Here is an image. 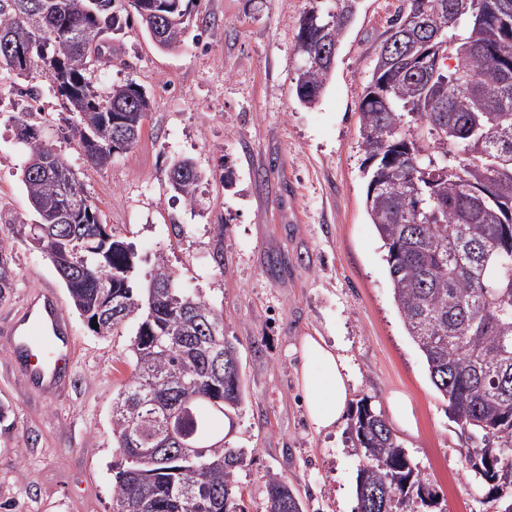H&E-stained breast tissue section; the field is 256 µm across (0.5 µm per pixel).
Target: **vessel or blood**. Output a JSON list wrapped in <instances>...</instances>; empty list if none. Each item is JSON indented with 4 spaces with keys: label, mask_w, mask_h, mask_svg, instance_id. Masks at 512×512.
Masks as SVG:
<instances>
[{
    "label": "vessel or blood",
    "mask_w": 512,
    "mask_h": 512,
    "mask_svg": "<svg viewBox=\"0 0 512 512\" xmlns=\"http://www.w3.org/2000/svg\"><path fill=\"white\" fill-rule=\"evenodd\" d=\"M68 326L66 311L48 285L28 292L0 315V346L27 390L51 396L67 388L75 361Z\"/></svg>",
    "instance_id": "obj_1"
}]
</instances>
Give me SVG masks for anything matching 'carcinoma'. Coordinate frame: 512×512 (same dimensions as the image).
I'll use <instances>...</instances> for the list:
<instances>
[{
	"mask_svg": "<svg viewBox=\"0 0 512 512\" xmlns=\"http://www.w3.org/2000/svg\"><path fill=\"white\" fill-rule=\"evenodd\" d=\"M146 1L167 16L164 43L178 47L196 0H0V68L18 75L41 68L69 112L68 136L86 163L112 165L117 124L132 148L150 111L133 82L100 93L87 66H112V34L137 21ZM357 0L317 5L300 20L296 50L303 64L295 93L317 102L332 64L321 40L341 42L343 9ZM389 38L359 105L365 153V210L385 251L393 301L408 336L425 357L448 417L467 434L463 468L488 487L494 512H512V0H399ZM426 48L438 63L406 65L399 47ZM38 113L13 116L26 159L21 181L37 215L26 238L50 259L71 302L106 336L129 319L131 374L112 399L113 512H248L237 481L244 451L211 429L247 398L236 343L224 335L223 311L181 288L163 256L150 279L133 286L137 255L112 233L69 161L44 138ZM174 162L168 180L195 202L201 172ZM155 283L154 296L147 285ZM14 288L9 246L0 241V301ZM190 404L200 456L174 448L142 459L131 433L152 414L150 434L164 441L167 414ZM360 458L356 512H435L438 499L384 417L361 400L349 426ZM266 512H304L295 488L265 474ZM192 491L193 496L186 495Z\"/></svg>",
	"mask_w": 512,
	"mask_h": 512,
	"instance_id": "carcinoma-1",
	"label": "carcinoma"
}]
</instances>
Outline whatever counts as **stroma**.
Listing matches in <instances>:
<instances>
[{
	"mask_svg": "<svg viewBox=\"0 0 512 512\" xmlns=\"http://www.w3.org/2000/svg\"><path fill=\"white\" fill-rule=\"evenodd\" d=\"M398 0H358L337 49L333 76L315 104H301L294 79L299 20L310 0H198L184 41L159 51L139 25L115 34L112 66H90L98 88L135 82L151 99L138 142L111 166L87 165L63 132L67 113L40 68L0 70V240L12 248L23 293L53 285L68 292L49 258L18 235L35 216L21 182L25 154L12 116L32 110L79 172L114 234L132 243L145 282L164 254L181 287L224 311L248 397L214 433L246 459L237 472L248 512H265L264 476L298 490L305 512H354L359 458L348 421L313 433L299 387L302 336L337 343L350 400L368 398L383 415L406 401L413 429L396 434L437 492L442 512H492L484 489L462 469L467 442L406 335L393 303L384 252L364 210L358 105ZM36 87L37 100L21 95ZM189 157L205 173L189 206L168 172ZM182 233H175L174 225ZM223 225L216 239L214 225ZM74 380L59 397L28 395L0 350V512H112V398L128 378L134 323L102 337L71 313Z\"/></svg>",
	"mask_w": 512,
	"mask_h": 512,
	"instance_id": "stroma-1",
	"label": "stroma"
}]
</instances>
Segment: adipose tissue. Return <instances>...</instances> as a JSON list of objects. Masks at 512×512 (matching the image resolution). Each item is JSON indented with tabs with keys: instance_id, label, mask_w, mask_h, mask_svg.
I'll return each mask as SVG.
<instances>
[{
	"instance_id": "adipose-tissue-1",
	"label": "adipose tissue",
	"mask_w": 512,
	"mask_h": 512,
	"mask_svg": "<svg viewBox=\"0 0 512 512\" xmlns=\"http://www.w3.org/2000/svg\"><path fill=\"white\" fill-rule=\"evenodd\" d=\"M300 388L308 420L315 432L333 429L349 406V377L342 356L321 336L302 337Z\"/></svg>"
}]
</instances>
